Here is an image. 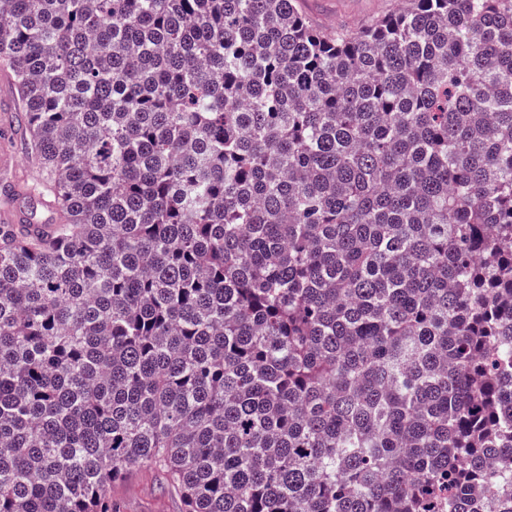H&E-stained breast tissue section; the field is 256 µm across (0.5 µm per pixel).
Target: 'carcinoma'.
I'll return each instance as SVG.
<instances>
[{
    "label": "carcinoma",
    "instance_id": "cac0c4a2",
    "mask_svg": "<svg viewBox=\"0 0 512 512\" xmlns=\"http://www.w3.org/2000/svg\"><path fill=\"white\" fill-rule=\"evenodd\" d=\"M0 65V512H512V0H0ZM302 14L323 32L358 30L365 21L390 14L400 0H298ZM6 72L0 67V126H8L13 130L17 152L14 156L12 151L2 143L0 147V167L10 168L14 166L15 158L16 164L13 168L2 172L0 170V211L25 209L29 210V205L26 199H19L14 207H6L3 203L4 194L2 193V186L4 183H9L16 188L21 189L24 183L31 182L37 176V168L28 157L27 144L17 130L16 115L21 112V107L17 105V95L15 94L12 78L8 82L3 81V76ZM112 503L119 512H181L183 504L155 469L143 467L112 484Z\"/></svg>",
    "mask_w": 512,
    "mask_h": 512
}]
</instances>
